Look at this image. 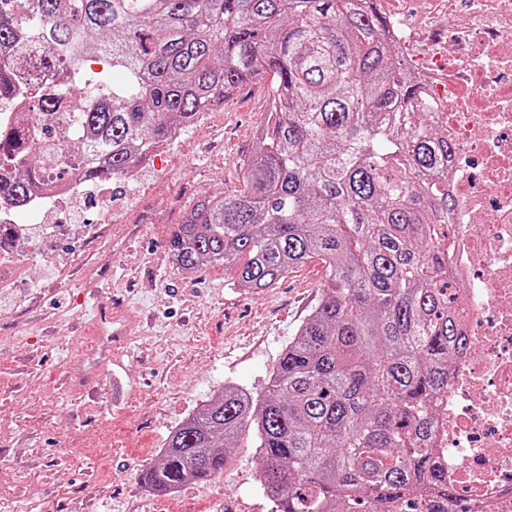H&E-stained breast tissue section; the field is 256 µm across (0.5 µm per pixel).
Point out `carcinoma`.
<instances>
[{"instance_id": "obj_1", "label": "carcinoma", "mask_w": 512, "mask_h": 512, "mask_svg": "<svg viewBox=\"0 0 512 512\" xmlns=\"http://www.w3.org/2000/svg\"><path fill=\"white\" fill-rule=\"evenodd\" d=\"M0 0V49L23 40L50 55L84 132L78 157L49 131L24 151L0 129V157L21 174L0 184L29 210L44 165L87 181L137 167L242 85L273 75L265 124L243 188L207 195L172 233L185 275L235 262L234 285L272 287L318 261L316 303L270 371L264 393L226 386L167 437L141 474L165 492L224 473L253 430L257 482L274 512H396L403 498L452 496L433 446V405L466 349L448 275V133L417 103L373 0ZM106 58L112 75L78 83ZM37 65L0 68V113Z\"/></svg>"}]
</instances>
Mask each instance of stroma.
<instances>
[{"label": "stroma", "mask_w": 512, "mask_h": 512, "mask_svg": "<svg viewBox=\"0 0 512 512\" xmlns=\"http://www.w3.org/2000/svg\"><path fill=\"white\" fill-rule=\"evenodd\" d=\"M271 79L241 86L202 113L142 166L137 199L112 185V222L100 243L73 240L65 279L30 267L36 288L0 290V512H273L255 482L259 459L243 432L223 474L173 492L140 480L169 432L222 388L264 392L270 370L317 300L319 262L247 294L233 267L187 276L168 241L200 197L241 189ZM124 331L113 392L101 365L95 302Z\"/></svg>", "instance_id": "35a3bbf8"}]
</instances>
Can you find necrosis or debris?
<instances>
[{
	"label": "necrosis or debris",
	"instance_id": "necrosis-or-debris-1",
	"mask_svg": "<svg viewBox=\"0 0 512 512\" xmlns=\"http://www.w3.org/2000/svg\"><path fill=\"white\" fill-rule=\"evenodd\" d=\"M387 40L410 59L409 75L454 152L456 201L448 270L469 337L437 402L435 444L458 493L447 512H512V0H375ZM22 234L0 207V263L46 261L43 238L100 240L99 224H74L67 205L86 196L112 208L108 184L46 171Z\"/></svg>",
	"mask_w": 512,
	"mask_h": 512
}]
</instances>
